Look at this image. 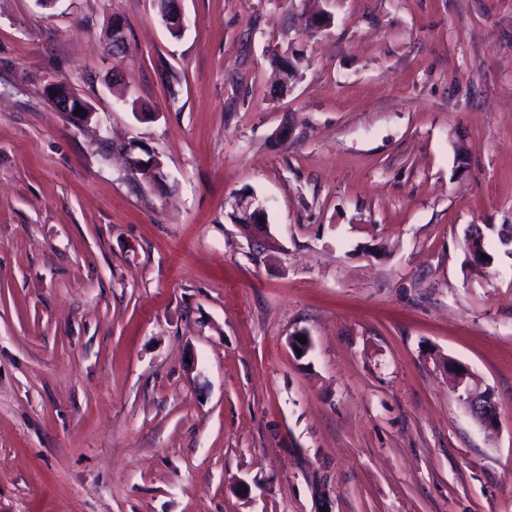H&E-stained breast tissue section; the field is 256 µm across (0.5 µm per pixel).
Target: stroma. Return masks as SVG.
I'll return each instance as SVG.
<instances>
[{"instance_id":"obj_1","label":"stroma","mask_w":512,"mask_h":512,"mask_svg":"<svg viewBox=\"0 0 512 512\" xmlns=\"http://www.w3.org/2000/svg\"><path fill=\"white\" fill-rule=\"evenodd\" d=\"M181 9L0 0V512H512V0ZM56 85L51 87L49 94L52 98L54 97L59 110L73 122H88L93 116V112H91L89 107L69 88L63 95L55 88ZM77 108H81V114H75ZM266 215V208L261 201L257 203L254 197H245L243 199V195L238 197L234 217L239 219L241 227L244 225L248 226L247 230H245L249 234L272 239ZM258 218H263V222H259ZM457 366L462 367L461 372H457ZM448 367L471 417L482 426H494L497 422L498 405L493 393L490 390L480 391L472 384L471 371L466 365L454 363Z\"/></svg>"}]
</instances>
